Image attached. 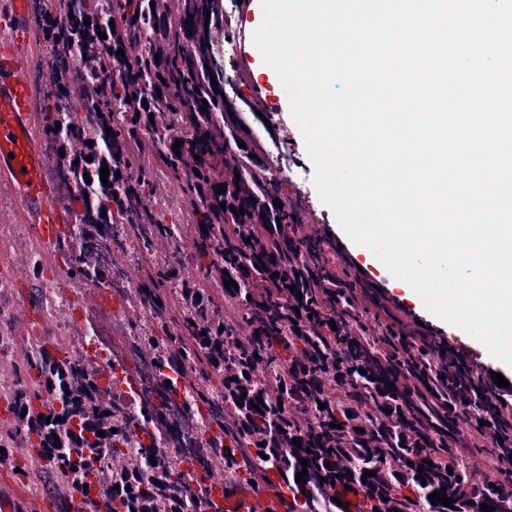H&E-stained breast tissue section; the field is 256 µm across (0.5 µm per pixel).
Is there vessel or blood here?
Segmentation results:
<instances>
[{
    "instance_id": "vessel-or-blood-1",
    "label": "vessel or blood",
    "mask_w": 512,
    "mask_h": 512,
    "mask_svg": "<svg viewBox=\"0 0 512 512\" xmlns=\"http://www.w3.org/2000/svg\"><path fill=\"white\" fill-rule=\"evenodd\" d=\"M10 34L0 37V185L23 210L44 248L57 245L67 214L57 185L49 178L44 154L32 133L33 90L27 79L30 60L18 45L33 39L29 0H9ZM208 493L220 512H280L284 495L277 471L267 490L229 477L211 478Z\"/></svg>"
}]
</instances>
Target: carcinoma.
I'll return each instance as SVG.
<instances>
[{"mask_svg": "<svg viewBox=\"0 0 512 512\" xmlns=\"http://www.w3.org/2000/svg\"><path fill=\"white\" fill-rule=\"evenodd\" d=\"M60 2L73 18L49 20L43 0H33L52 58L42 133L68 200L63 240L79 241L70 271L112 281L117 263L105 240L116 224L129 225L145 251L179 244L183 229L158 218L139 163L150 151L190 197L197 216L193 245L209 259L205 278L223 289L238 321L228 320L208 289L170 269L141 284L139 303L154 320L141 340L154 352L160 385L168 380V391L183 389L194 411L210 409L216 394L224 399L222 414L206 425L224 468L284 472L293 495L288 512H343L337 501L349 495L362 500L361 512H483V503L512 512L506 480L512 476V404L502 403L457 356L404 338L377 316L367 325L352 284L320 244L299 233L266 168L247 152L227 157L224 101L212 87L209 51L198 38L206 16L223 22L215 4ZM74 55L81 58L78 70L70 67ZM81 109L99 113L83 123ZM223 202L242 214L222 209ZM229 280L239 289L225 286ZM173 297L182 306L169 326ZM53 347L37 343L27 354L34 374L30 385L10 389L12 418L3 423L0 448L7 439L40 449L33 455L40 472L52 475L64 497L83 492L82 512H217L205 487L209 473L191 483L148 446L138 457L125 452L131 428L112 412L92 367L73 362L65 345ZM487 429L508 438L486 456L497 478L479 480L467 451L486 447ZM302 458L309 466L300 484ZM365 470L375 476L364 483ZM434 491L451 506L430 501Z\"/></svg>", "mask_w": 512, "mask_h": 512, "instance_id": "1", "label": "carcinoma"}]
</instances>
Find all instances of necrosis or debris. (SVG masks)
<instances>
[{
  "label": "necrosis or debris",
  "instance_id": "4bbe7bcc",
  "mask_svg": "<svg viewBox=\"0 0 512 512\" xmlns=\"http://www.w3.org/2000/svg\"><path fill=\"white\" fill-rule=\"evenodd\" d=\"M127 345L136 358L135 364L129 367L124 366L122 357L111 348L95 345L85 335L78 337L73 356L76 361L92 364L94 368L107 367L115 371L114 384L109 391L113 407L118 416L132 420L137 426L131 451L140 449V440L144 436L141 412L144 403L150 402L161 409L155 421L157 448L185 470L223 471L221 456L206 444L208 436L203 432V420L186 411L185 393L162 396L156 381L153 354L143 351L137 337H129Z\"/></svg>",
  "mask_w": 512,
  "mask_h": 512
}]
</instances>
